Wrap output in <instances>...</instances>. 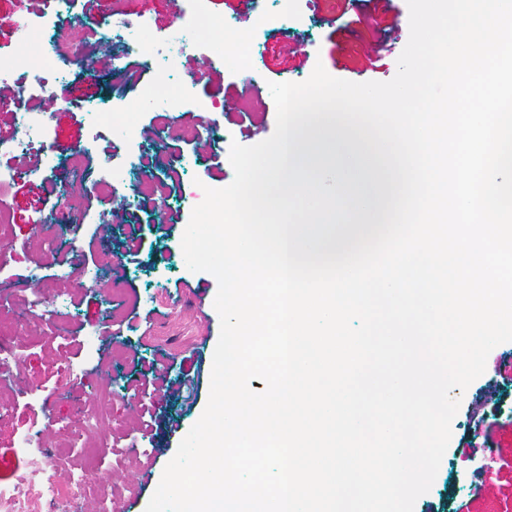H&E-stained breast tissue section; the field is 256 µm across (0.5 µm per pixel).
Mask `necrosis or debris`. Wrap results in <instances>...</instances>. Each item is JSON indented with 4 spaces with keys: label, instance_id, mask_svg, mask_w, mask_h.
I'll list each match as a JSON object with an SVG mask.
<instances>
[{
    "label": "necrosis or debris",
    "instance_id": "necrosis-or-debris-1",
    "mask_svg": "<svg viewBox=\"0 0 512 512\" xmlns=\"http://www.w3.org/2000/svg\"><path fill=\"white\" fill-rule=\"evenodd\" d=\"M49 4L50 11L41 13L35 20L0 15V26H8L13 34L10 45L0 46V87L14 86L13 101L18 116L16 136L0 141V190L20 177L41 178L55 168L57 157L46 146L49 122L44 115L26 109L25 103L32 97L54 94L65 83L70 67L80 61L75 52L77 46L91 41L101 51L117 50L120 59H135L145 68L160 66L173 72L183 55L198 50L197 34L201 27L212 26L224 32L236 29L233 19L213 18L207 0H191L184 22L185 35L163 50L159 47L161 37L152 30L149 20L133 24L121 19L90 29L64 20L69 0H49ZM37 40L43 43L40 60L35 66L20 69L17 52L31 48ZM33 152L41 155L40 166L21 170L20 159ZM21 450L42 480L24 492L12 486H0V512H42L46 504L53 505L56 512H63L66 498L59 491L57 468L48 463L42 443L26 437L21 441Z\"/></svg>",
    "mask_w": 512,
    "mask_h": 512
}]
</instances>
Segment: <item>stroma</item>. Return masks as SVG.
Listing matches in <instances>:
<instances>
[{
  "mask_svg": "<svg viewBox=\"0 0 512 512\" xmlns=\"http://www.w3.org/2000/svg\"><path fill=\"white\" fill-rule=\"evenodd\" d=\"M189 6V0H124L121 14L129 20L145 17L174 39ZM208 10L257 32L259 53L250 64L261 77L251 88L223 67L203 69L196 52L185 55L176 71L180 79L196 77L193 98L167 114L143 98L146 87L163 82V74L132 59L124 77L112 66H73L56 103L30 104L53 115L48 138L53 151L79 144L88 150L78 168L62 165L34 183L19 179L0 196L13 217L8 240L0 241V317L15 325L8 351L21 361L17 367L0 366V406L8 416L0 428V485L21 487L34 477L19 450L23 434L51 442L60 421H72L84 438L81 448L59 449L65 470L96 468L103 485L123 490V512H145L210 395L220 329L214 308L218 283L210 273L189 271L181 260L182 236L204 188L232 182V143L251 146L273 134L270 83L307 79L318 65L336 78L386 82L395 77L409 39L406 0H370L363 10L349 0H319L318 16L285 33L262 27L258 11H243L238 0H208ZM245 89L264 101L263 111H238ZM212 98L222 102V110L200 112L198 102ZM91 102L103 112L116 102L131 109L144 134L142 149L167 186L165 198L138 196L132 176L115 192H98L129 144L107 126L88 144ZM203 119L220 129L215 151L166 131L171 123L195 127ZM117 201L124 220L109 238L102 227L113 220ZM134 232L142 235L143 247L131 255L126 241ZM34 299L62 315L64 343L51 340L32 319ZM207 326L212 333L206 337ZM154 362L179 383L176 396L148 391L146 371ZM493 381L503 410L472 431L468 416L486 412L481 393ZM451 394L460 406L451 423L450 450L414 512L439 502L445 512L463 503L469 512H512V379H496L488 369ZM474 438L484 448L470 460L459 450ZM476 470L483 473L478 492L470 487Z\"/></svg>",
  "mask_w": 512,
  "mask_h": 512,
  "instance_id": "stroma-1",
  "label": "stroma"
}]
</instances>
